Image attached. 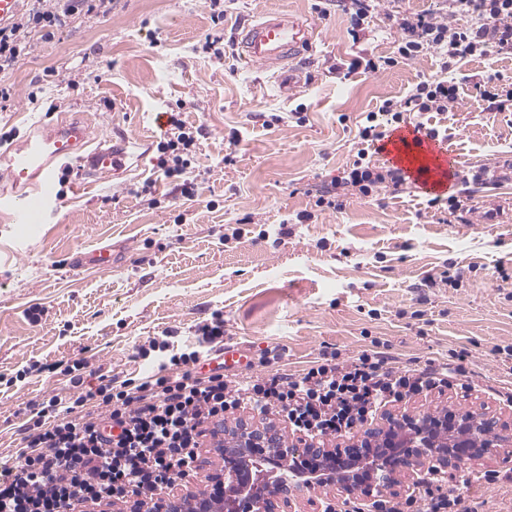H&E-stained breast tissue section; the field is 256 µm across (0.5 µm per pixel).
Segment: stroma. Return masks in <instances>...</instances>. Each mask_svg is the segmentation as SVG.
Listing matches in <instances>:
<instances>
[{"label": "stroma", "instance_id": "1", "mask_svg": "<svg viewBox=\"0 0 512 512\" xmlns=\"http://www.w3.org/2000/svg\"><path fill=\"white\" fill-rule=\"evenodd\" d=\"M270 10L319 31L300 88L286 94L275 71L247 65L233 41L240 19ZM347 27L334 0H224L220 21L209 0H114L109 14L73 16L48 38L33 34L28 54L0 73L12 90L0 104L9 143L36 121L78 112L94 139L127 135L136 159L123 178L83 183L68 161L60 207L43 223L14 224L0 212V462L15 458L25 407L74 394L64 370L75 360L97 376L146 377L152 364L138 344L166 329L184 343L217 312L225 339L256 373L273 348L296 369L326 346L352 359L378 341L398 361L421 365L468 349L481 386L416 396L394 410L512 420V406L493 392L506 377L495 349L512 345V223L483 221L487 202L512 200V180L471 185L472 213L428 207V193L410 181L367 197L347 192L337 212L314 205L317 189L355 159L364 113L440 69L428 51L405 66L347 71L356 54L397 49L382 11L360 43ZM210 37L223 59L206 48ZM490 69L512 79V55L460 61L458 108L422 117L471 172L512 156V112L491 110L475 88ZM158 112L180 113L201 131L193 200L158 176ZM149 178L162 194L155 204L136 194ZM108 239L124 247L114 265L70 269L72 253ZM448 267L460 279L439 282Z\"/></svg>", "mask_w": 512, "mask_h": 512}]
</instances>
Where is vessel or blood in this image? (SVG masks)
<instances>
[{"mask_svg": "<svg viewBox=\"0 0 512 512\" xmlns=\"http://www.w3.org/2000/svg\"><path fill=\"white\" fill-rule=\"evenodd\" d=\"M313 29L285 12L261 13L255 22L242 27L239 48L243 60L251 66L288 70L292 60L312 51ZM87 130L77 121L38 122L26 136L7 150H0V209L9 211L17 224H38L58 205L56 165L76 160L81 176L102 174L118 179L129 168L128 141L106 138L95 148L86 146ZM402 158L401 169L419 182L443 179L450 161L445 141L432 139L425 132L408 129L390 145ZM111 246L77 254L71 264L81 271L112 265Z\"/></svg>", "mask_w": 512, "mask_h": 512, "instance_id": "1", "label": "vessel or blood"}]
</instances>
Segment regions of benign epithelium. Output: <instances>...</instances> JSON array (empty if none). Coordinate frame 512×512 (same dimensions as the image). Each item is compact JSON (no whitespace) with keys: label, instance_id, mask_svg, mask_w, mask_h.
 Segmentation results:
<instances>
[{"label":"benign epithelium","instance_id":"7a95c632","mask_svg":"<svg viewBox=\"0 0 512 512\" xmlns=\"http://www.w3.org/2000/svg\"><path fill=\"white\" fill-rule=\"evenodd\" d=\"M387 427H369L345 444L330 448L299 436L285 446L269 426L242 424L224 431V466L207 482L225 486L224 495L207 493L155 496L135 512H239L238 498L250 502L252 512H292L293 494L302 489L333 486L340 492H369L376 456L386 458L392 472L409 480L408 488L425 476L442 477L459 462L487 454L512 457V428L475 412L440 409L423 414H388ZM282 473L273 489L253 488V469Z\"/></svg>","mask_w":512,"mask_h":512}]
</instances>
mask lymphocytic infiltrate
Returning a JSON list of instances; mask_svg holds the SVG:
<instances>
[{
	"label": "lymphocytic infiltrate",
	"mask_w": 512,
	"mask_h": 512,
	"mask_svg": "<svg viewBox=\"0 0 512 512\" xmlns=\"http://www.w3.org/2000/svg\"><path fill=\"white\" fill-rule=\"evenodd\" d=\"M112 0H23L11 20L0 24V72L12 69L27 49L33 30L65 24L77 11L97 16ZM400 0H387V17L398 34L396 56L375 62L352 58L349 70L377 71L395 67L434 51L441 58L439 72L415 85L400 100H385L367 113L359 131L364 141L381 140L379 117L401 123L428 112H450L459 105V85L453 72L469 57L512 54V0H442L439 13L403 10ZM471 17L460 25L459 17ZM167 139L159 143L157 166L165 178L180 180L183 197L193 198L197 186L190 179L193 160L188 151L196 137L179 113H170ZM401 169L378 170L365 152L315 200L316 207L340 210L337 193L352 189L369 196L378 185L401 186ZM195 345L171 351V331L139 346V357L153 350L162 356L155 374L141 380H100L82 390L86 363L74 361L73 385L79 391L32 408L14 464L0 466V512H78L87 504L116 505L132 498L153 497L180 477L195 476L199 450L208 425H223L226 415L246 407L275 412L292 431L312 438L343 436L362 425L380 408L406 398L455 389L470 391L479 384L468 370L467 350L455 352L454 362L418 366L397 361L383 350L368 349L354 359H341L322 349L314 361L295 373L282 369L281 354L263 357L268 370L259 375L203 373L199 367L211 354L224 350V318L197 325ZM378 512H478L477 503H464L455 490L422 485L416 495L381 498Z\"/></svg>",
	"instance_id": "f902f5d3"
}]
</instances>
